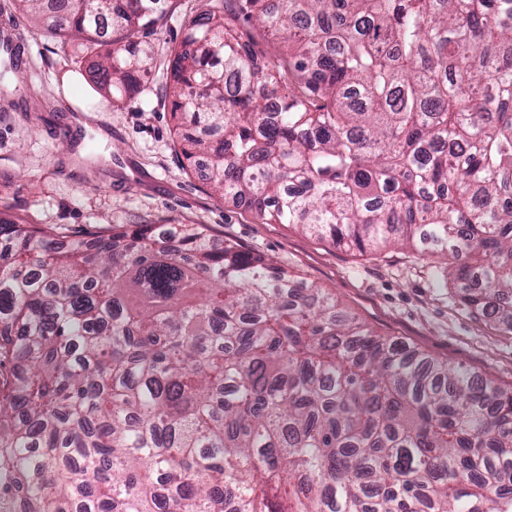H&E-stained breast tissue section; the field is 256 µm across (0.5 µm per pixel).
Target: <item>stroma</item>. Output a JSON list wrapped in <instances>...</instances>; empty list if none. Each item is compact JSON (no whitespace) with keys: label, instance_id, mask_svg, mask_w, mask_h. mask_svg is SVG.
<instances>
[{"label":"stroma","instance_id":"obj_1","mask_svg":"<svg viewBox=\"0 0 512 512\" xmlns=\"http://www.w3.org/2000/svg\"><path fill=\"white\" fill-rule=\"evenodd\" d=\"M199 0H173L162 23L139 31L155 50L139 91L115 100L94 88L92 55L0 0V28L20 35L17 92L0 99V217L55 238L104 235L116 224L203 225L318 285L371 329L512 387V329L466 309L441 262L407 249L359 253L285 224H265L224 200L190 167L173 136L167 61Z\"/></svg>","mask_w":512,"mask_h":512}]
</instances>
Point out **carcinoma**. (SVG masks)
<instances>
[{
	"label": "carcinoma",
	"instance_id": "1",
	"mask_svg": "<svg viewBox=\"0 0 512 512\" xmlns=\"http://www.w3.org/2000/svg\"><path fill=\"white\" fill-rule=\"evenodd\" d=\"M131 97L166 0H17ZM164 92L266 224L441 259L512 328V0H201ZM282 39L275 56L251 27ZM206 126L217 141L196 136ZM12 512H512V390L197 224L0 242Z\"/></svg>",
	"mask_w": 512,
	"mask_h": 512
}]
</instances>
